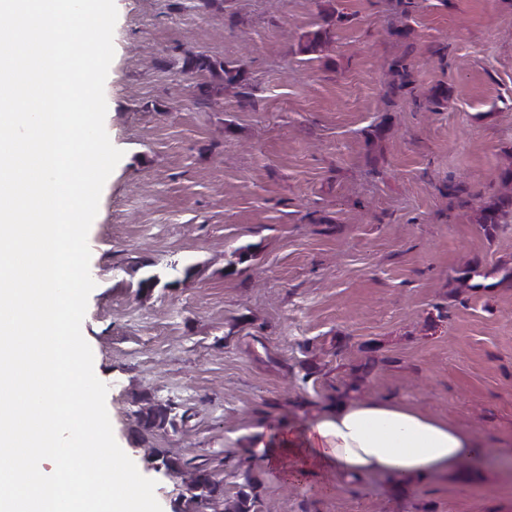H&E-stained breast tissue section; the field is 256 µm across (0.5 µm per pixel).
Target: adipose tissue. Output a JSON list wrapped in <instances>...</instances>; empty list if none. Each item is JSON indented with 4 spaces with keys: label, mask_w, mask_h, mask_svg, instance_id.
<instances>
[{
    "label": "adipose tissue",
    "mask_w": 512,
    "mask_h": 512,
    "mask_svg": "<svg viewBox=\"0 0 512 512\" xmlns=\"http://www.w3.org/2000/svg\"><path fill=\"white\" fill-rule=\"evenodd\" d=\"M489 453L477 434L397 402H340L277 430L263 462L293 482L310 475L381 474L414 486Z\"/></svg>",
    "instance_id": "1"
}]
</instances>
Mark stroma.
<instances>
[{
	"label": "stroma",
	"mask_w": 512,
	"mask_h": 512,
	"mask_svg": "<svg viewBox=\"0 0 512 512\" xmlns=\"http://www.w3.org/2000/svg\"><path fill=\"white\" fill-rule=\"evenodd\" d=\"M82 334L115 439L248 512H512V471L288 484L269 433L394 399L512 439V0H115ZM204 54L239 71L220 85ZM158 275L141 287L145 273ZM171 403L172 425L137 412ZM192 486L193 489L200 491V493L193 495V498L200 499V502L211 501L215 495L223 492L220 484L215 482L205 470H198Z\"/></svg>",
	"instance_id": "35a3bbf8"
}]
</instances>
